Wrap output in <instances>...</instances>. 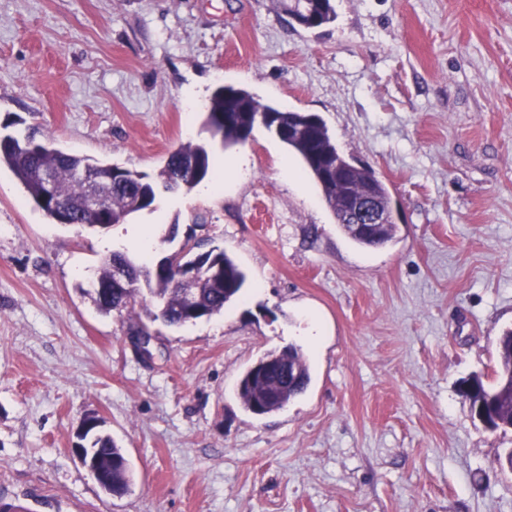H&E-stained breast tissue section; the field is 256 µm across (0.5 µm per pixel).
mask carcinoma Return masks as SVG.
Here are the masks:
<instances>
[{
    "label": "carcinoma",
    "instance_id": "cac0c4a2",
    "mask_svg": "<svg viewBox=\"0 0 512 512\" xmlns=\"http://www.w3.org/2000/svg\"><path fill=\"white\" fill-rule=\"evenodd\" d=\"M312 5L318 17V27L336 20L333 0H312ZM299 117L300 112L264 102L246 88L222 85L209 98L203 128L211 138L230 148L245 143L254 126L263 124L301 159L305 172L318 184L339 225L349 223L340 207L346 192L355 195L366 189L372 190L380 207L388 208V188L369 166L351 168L331 180L319 176L316 168L319 160L334 163L342 160V154L321 118L314 128L291 136L282 133ZM2 166L14 173L31 201L52 222L60 223L58 209L53 205V200L60 199L71 211V220L76 225L103 232L152 209L161 188L166 191L192 190L210 176L213 163L208 143L190 140L170 152L157 176L152 178L116 163L67 153L51 141L37 138L36 131L32 130L23 136L13 133L0 136ZM91 185L106 201L105 208L100 211L89 203L88 187ZM396 233L397 225L391 223L383 227L375 241L354 235L350 239L363 247H380L392 242ZM197 262L209 265L208 277L204 280L185 279L186 268ZM118 273L125 280V286L121 288L116 287ZM245 283V272L224 251L195 253L180 248L150 265H137L125 253L114 251L103 260L99 269L93 302L106 314L121 313L134 308L136 297L146 289L156 308L151 313L152 320L179 327L222 313L224 307L240 295ZM193 289L198 290L197 309L186 313L182 294ZM497 350L496 381L488 385L480 378L472 379L478 394L496 401L498 421L492 422V430L512 426V329L503 331L498 337ZM309 380V367L300 349L290 347L279 352L271 351L241 374L237 396L247 412L263 416L287 406L305 391ZM95 428L96 425H90L85 434L92 435V447L98 449L108 468L112 492L119 494L129 490L125 455L110 437L94 432Z\"/></svg>",
    "mask_w": 512,
    "mask_h": 512
}]
</instances>
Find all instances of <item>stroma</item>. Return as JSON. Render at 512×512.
<instances>
[{"mask_svg":"<svg viewBox=\"0 0 512 512\" xmlns=\"http://www.w3.org/2000/svg\"><path fill=\"white\" fill-rule=\"evenodd\" d=\"M306 30L279 0H0V124L155 175L202 138V97L243 86L325 121L387 185L396 239L357 246L263 125L217 148L215 195L165 192L98 232L52 223L0 170V498L30 512H512L461 394L494 383L512 328V0H334ZM150 227V244L134 240ZM247 275L223 313L152 323L91 293L103 257L159 260L187 235ZM310 382L277 412L237 397L263 354ZM124 451L106 495L74 452L87 416Z\"/></svg>","mask_w":512,"mask_h":512,"instance_id":"35a3bbf8","label":"stroma"}]
</instances>
